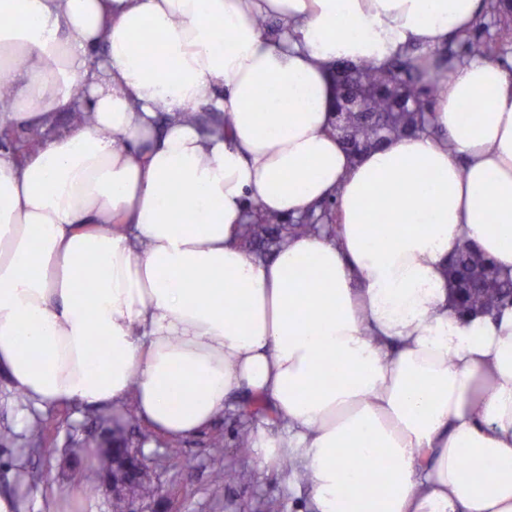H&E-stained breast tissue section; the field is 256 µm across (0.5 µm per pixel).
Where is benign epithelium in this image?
<instances>
[{
	"label": "benign epithelium",
	"instance_id": "obj_1",
	"mask_svg": "<svg viewBox=\"0 0 512 512\" xmlns=\"http://www.w3.org/2000/svg\"><path fill=\"white\" fill-rule=\"evenodd\" d=\"M102 481L112 494V500L121 503V512H138L134 505L143 500L139 485L144 481H153V476L138 451L126 452L124 447L114 445L112 469L102 474Z\"/></svg>",
	"mask_w": 512,
	"mask_h": 512
}]
</instances>
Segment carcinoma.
<instances>
[{
	"label": "carcinoma",
	"instance_id": "cac0c4a2",
	"mask_svg": "<svg viewBox=\"0 0 512 512\" xmlns=\"http://www.w3.org/2000/svg\"><path fill=\"white\" fill-rule=\"evenodd\" d=\"M485 13L495 21L493 35L486 38L470 31L454 33L440 53L439 61L486 59L512 44V0H485ZM334 80L337 106L345 105L350 98L360 102L357 109L337 112L334 124L343 149L352 159H359L363 153L400 134L431 129L430 116L438 86L423 81L415 64V50L410 49L382 65L338 63ZM53 130L54 127L41 124L1 129L0 148L12 152L21 162ZM315 212L313 208L297 222L281 228L278 214H260L255 223L245 225L243 246L249 252L252 244L259 241L278 249L289 237L315 229ZM450 275L455 291L452 308L457 313L483 314L492 303L498 306L512 300V281L499 279L492 264L473 244L465 243L457 248Z\"/></svg>",
	"mask_w": 512,
	"mask_h": 512
}]
</instances>
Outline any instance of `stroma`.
Instances as JSON below:
<instances>
[{"mask_svg": "<svg viewBox=\"0 0 512 512\" xmlns=\"http://www.w3.org/2000/svg\"><path fill=\"white\" fill-rule=\"evenodd\" d=\"M15 394L0 379V431L15 433L13 443L0 445V493L13 495L18 512H112L111 496L99 488L91 449L80 442L97 430L101 408H61L43 414L41 445L28 443L27 428L19 424ZM254 425L241 413H224L202 432L184 438L169 452L165 437L152 439L144 450L158 499L146 501L145 512H302L308 490L289 486L288 476L259 470L238 441ZM81 464L85 483L70 482L69 470ZM232 471L221 499H213L210 481L215 470ZM95 485V494L84 492Z\"/></svg>", "mask_w": 512, "mask_h": 512, "instance_id": "35a3bbf8", "label": "stroma"}]
</instances>
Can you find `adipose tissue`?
Listing matches in <instances>:
<instances>
[{"label":"adipose tissue","mask_w":512,"mask_h":512,"mask_svg":"<svg viewBox=\"0 0 512 512\" xmlns=\"http://www.w3.org/2000/svg\"><path fill=\"white\" fill-rule=\"evenodd\" d=\"M479 8L0 0V128L95 116L24 163L0 150V375L21 418L132 395L178 439L244 391L279 426L252 429L254 463H302L312 512H512V305L448 307L461 242L512 278V62H438ZM411 46L451 145L351 160L331 64ZM331 195L336 236L244 249L253 208Z\"/></svg>","instance_id":"adipose-tissue-1"}]
</instances>
